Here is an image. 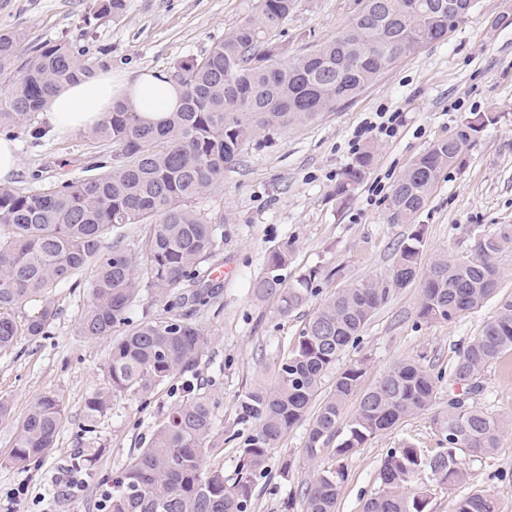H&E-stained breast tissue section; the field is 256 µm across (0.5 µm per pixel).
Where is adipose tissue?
Masks as SVG:
<instances>
[{"label": "adipose tissue", "mask_w": 512, "mask_h": 512, "mask_svg": "<svg viewBox=\"0 0 512 512\" xmlns=\"http://www.w3.org/2000/svg\"><path fill=\"white\" fill-rule=\"evenodd\" d=\"M182 93L181 86L153 72H106L61 88L44 115L55 132L89 131L99 126L112 101L122 99L140 119L158 124L177 110Z\"/></svg>", "instance_id": "obj_1"}]
</instances>
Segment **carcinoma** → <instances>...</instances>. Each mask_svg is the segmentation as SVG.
<instances>
[{"mask_svg":"<svg viewBox=\"0 0 512 512\" xmlns=\"http://www.w3.org/2000/svg\"><path fill=\"white\" fill-rule=\"evenodd\" d=\"M475 0H358L343 31L308 52L282 61L270 34L285 22L295 0H259L255 14L198 58L177 63L171 74L183 90L179 109L161 127L141 123L129 106L116 101L94 130L112 143L118 159L100 164L97 175L62 182L41 192L0 185V352L23 336L47 332L57 316L53 288L92 265L91 299L79 322L84 336L113 339L104 383L86 400V416L107 413L122 397H148L195 366L204 343L201 330L185 317L129 314L150 296L157 301L177 287L198 283L203 265L215 254L218 227L191 206L224 180L251 141L263 132L313 122L356 98L369 84L423 47L443 41L469 18ZM125 0H98L96 16H118ZM18 34L0 32V71L16 57ZM94 75L93 67L67 42L42 46L10 76L0 99V124L31 136L35 114L64 85ZM489 116L467 121L456 136L433 143L414 158L391 195V219L409 224L430 196L439 172L458 164L474 134ZM373 161L362 152L336 187L345 203ZM147 226L138 249L124 246L120 230ZM509 240L481 235L472 258L456 263L439 255L421 284L419 319L451 321L483 306L499 288L490 282L494 255ZM423 230L400 248L384 281L351 283L325 300L305 323L296 344L274 369V381L247 390L235 407L232 432L224 436V402L211 389L186 384L179 402L155 422L145 446L112 477L105 512H252L253 485L268 473L273 448L296 425L307 422L304 453L328 465L301 491L302 512H336L347 478L346 461L371 438L404 419L432 408L438 384L462 388L433 416L441 448L427 453L410 443L390 448L379 479L382 490L363 512H428L425 490L409 492L421 472L441 485L466 480L465 462L492 454L503 429L512 424L489 415L473 399L478 376L512 351V300L500 303L460 352L449 371L418 361L391 367L378 383L359 392L364 367L341 370L336 363L360 340L371 317L399 288L414 281L421 265ZM288 264V247L265 257V275L253 294L276 295L287 315L313 293L317 271L291 284L278 274ZM40 297L36 316L17 310ZM359 395L352 415L350 398ZM65 421L59 397L37 398L17 426L10 461L25 466L53 447ZM234 441L239 468L224 474V444ZM296 495L282 502L292 512ZM452 512H498L489 496L470 492Z\"/></svg>","mask_w":512,"mask_h":512,"instance_id":"carcinoma-1","label":"carcinoma"}]
</instances>
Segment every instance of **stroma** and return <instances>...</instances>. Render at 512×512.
<instances>
[{"mask_svg":"<svg viewBox=\"0 0 512 512\" xmlns=\"http://www.w3.org/2000/svg\"><path fill=\"white\" fill-rule=\"evenodd\" d=\"M96 0H0V30L19 35L18 59L48 43L65 41L83 53L95 72L156 71L171 75L182 60L198 57L226 33L254 15L258 0H126L116 17L92 20ZM356 0H296L284 25L272 36L286 53L312 49L349 22ZM512 14V0H476L469 18L447 40L422 48L386 71L357 98L314 122L274 133L247 146L223 183L194 200L223 239L208 263L209 283L220 294L215 304L198 307L191 320L205 344L193 370L173 379L148 399L117 400L105 416L87 421L85 401L104 380L110 342L79 332L90 301L93 268L61 283L51 298L58 315L46 335L18 341L0 353V397L11 404V417L0 422V512H13L12 494L26 491L24 512H98L101 494L113 471L141 447L157 417L174 405L184 382L204 385L224 401L232 417L239 397L279 354L297 341L305 322L330 295L350 283L385 280L403 242L415 225L424 229L423 258L471 257V230L512 233V25H494ZM402 115L394 137L372 134L373 164L347 203L336 187L355 153L351 143L365 119L381 109ZM491 121L463 150L460 164L442 170L434 190L413 223L389 220L391 192L410 162L437 140L451 137L476 115ZM41 138L0 127L15 138L21 163L13 186L38 192L64 181L93 176L95 165L111 161L114 146L88 132H50L36 115ZM290 249L280 275L294 282L317 270L315 292L289 315L277 298H256L254 279L264 273V256L275 246ZM500 272L496 298L452 321L425 322L418 317L420 284L397 290L347 348L338 365L364 367L362 389L372 388L391 366L403 360L449 369L463 346L495 314L499 301L512 299V243L495 255ZM233 264L235 275L218 273ZM475 396L489 414L512 421V352L481 373ZM57 395L65 424L47 456L26 466L9 461L15 429L30 405L43 394ZM304 426H296L272 451L292 457L289 475L270 468L254 485V512H281L284 497L300 492L319 471L306 460ZM413 443L436 450L438 434L431 412L403 420L368 440L347 461V479L336 512H362L380 490L378 473L388 449ZM87 460L78 482L67 468ZM465 483L448 487L420 474L413 489L429 491V512H450L454 500L474 490L493 496L500 512H512V428L493 454L468 463ZM72 490H65V483Z\"/></svg>","mask_w":512,"mask_h":512,"instance_id":"stroma-1","label":"stroma"}]
</instances>
